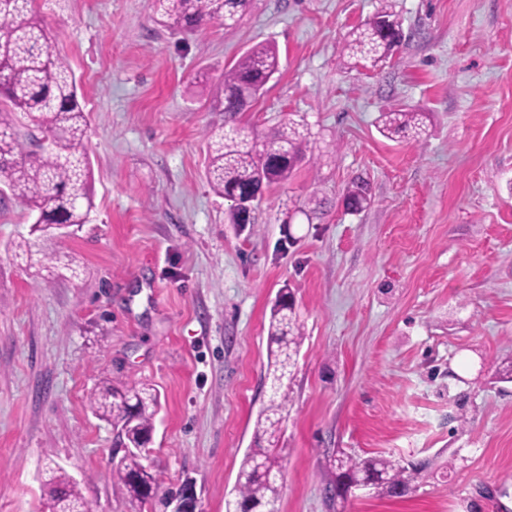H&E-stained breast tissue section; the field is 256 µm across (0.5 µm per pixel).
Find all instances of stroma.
<instances>
[{"label":"stroma","instance_id":"1","mask_svg":"<svg viewBox=\"0 0 512 512\" xmlns=\"http://www.w3.org/2000/svg\"><path fill=\"white\" fill-rule=\"evenodd\" d=\"M386 0H252L237 24L178 34L156 0H35L88 120L95 210L42 245L79 276L26 267L32 219L0 191V512H40L46 465L95 512H131L101 379L160 394L161 493L225 512L268 394L270 309L294 289L304 341L274 512H512V0H387L404 39L353 67L350 31ZM270 42L280 72L242 125L311 131L304 164L251 224L205 178L224 68ZM428 114L419 143L380 113ZM368 181L371 204L345 212ZM428 461L403 498L330 500L325 455ZM369 184L362 177H356L345 189L343 203L345 211L351 214L362 212L371 202ZM350 209L354 211H350Z\"/></svg>","mask_w":512,"mask_h":512}]
</instances>
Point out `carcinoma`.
<instances>
[{
  "mask_svg": "<svg viewBox=\"0 0 512 512\" xmlns=\"http://www.w3.org/2000/svg\"><path fill=\"white\" fill-rule=\"evenodd\" d=\"M34 0H0V182L29 211L33 221L48 224H87L95 207L92 171L85 147L87 116L78 100L75 74L69 62L50 50L46 27L32 9ZM251 0H159L160 24L195 32L214 20L230 26L250 7ZM401 23L384 6L350 35L349 58L369 70L383 65L403 40ZM279 71L275 46H253L224 70V126L206 133V177L213 191L230 200L253 188L288 181L306 158L308 129L290 121L263 137L249 133L238 115L250 109ZM379 131L388 139L416 142L427 135L426 114L402 108L379 115ZM48 141L33 149L40 137ZM371 202L369 184L353 179L345 189V211L360 213ZM15 256L46 268L59 266L77 274L72 260L44 251L34 236L21 237ZM273 305L268 331L266 379L270 396L259 412L254 448L246 453L235 485V497L225 512H266L278 496L283 468L279 442L288 417L293 368L303 334L294 293L280 290ZM90 407L112 423L123 456L112 466V478L126 490L131 503L141 508L152 502L160 486L145 448L151 441L159 398L148 384L104 382L91 394ZM336 482L346 491L370 482L378 496L404 497L416 490L425 464H401L385 456L329 455ZM43 495L50 512H92V503L78 486L56 467H47Z\"/></svg>",
  "mask_w": 512,
  "mask_h": 512,
  "instance_id": "1",
  "label": "carcinoma"
}]
</instances>
